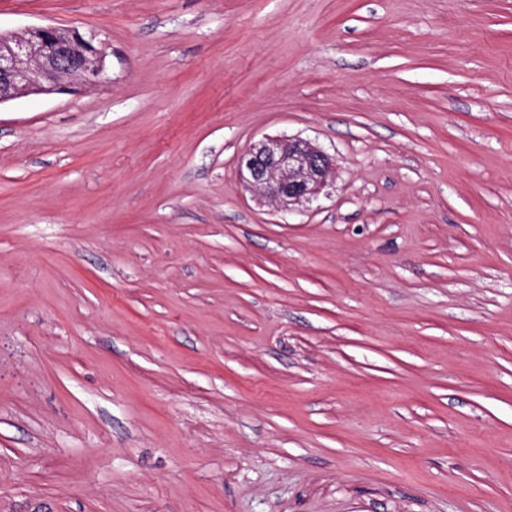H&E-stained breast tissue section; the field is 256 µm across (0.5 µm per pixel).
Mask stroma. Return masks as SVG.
Segmentation results:
<instances>
[{
	"instance_id": "stroma-1",
	"label": "stroma",
	"mask_w": 512,
	"mask_h": 512,
	"mask_svg": "<svg viewBox=\"0 0 512 512\" xmlns=\"http://www.w3.org/2000/svg\"><path fill=\"white\" fill-rule=\"evenodd\" d=\"M107 48L0 105V512H512V0H0ZM336 183L280 210L267 136ZM237 169L249 189L289 211L318 198L330 185L334 164L307 140L275 136L240 154Z\"/></svg>"
}]
</instances>
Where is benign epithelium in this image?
<instances>
[{
    "instance_id": "obj_1",
    "label": "benign epithelium",
    "mask_w": 512,
    "mask_h": 512,
    "mask_svg": "<svg viewBox=\"0 0 512 512\" xmlns=\"http://www.w3.org/2000/svg\"><path fill=\"white\" fill-rule=\"evenodd\" d=\"M107 53L94 37L54 26L0 32V104L30 95H55L102 79ZM249 189L280 207L311 202L330 185L331 156L301 138L266 137L238 156Z\"/></svg>"
}]
</instances>
